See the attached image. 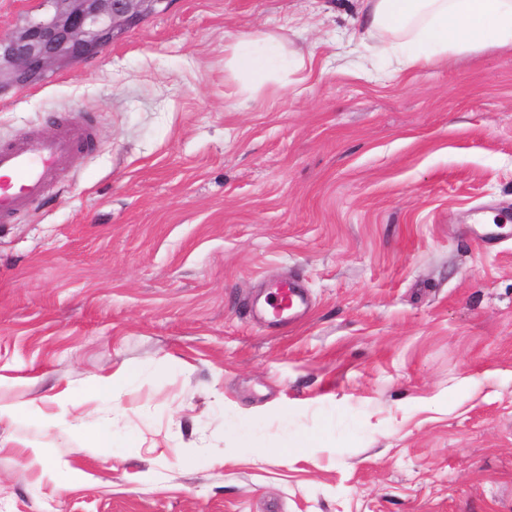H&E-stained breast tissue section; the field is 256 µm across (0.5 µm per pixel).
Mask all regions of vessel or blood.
Instances as JSON below:
<instances>
[{"label": "vessel or blood", "mask_w": 512, "mask_h": 512, "mask_svg": "<svg viewBox=\"0 0 512 512\" xmlns=\"http://www.w3.org/2000/svg\"><path fill=\"white\" fill-rule=\"evenodd\" d=\"M92 145L89 122L65 118L60 119L53 134L28 133L0 144V177L8 180L0 187V222L27 213ZM301 301L296 289L279 288L268 307L273 315L280 316L293 312Z\"/></svg>", "instance_id": "obj_1"}]
</instances>
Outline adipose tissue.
<instances>
[{
  "label": "adipose tissue",
  "instance_id": "adipose-tissue-1",
  "mask_svg": "<svg viewBox=\"0 0 512 512\" xmlns=\"http://www.w3.org/2000/svg\"><path fill=\"white\" fill-rule=\"evenodd\" d=\"M368 29L387 34L402 64L422 69L480 48L512 45V0H363ZM280 35L243 34L224 44V59L250 90L274 81Z\"/></svg>",
  "mask_w": 512,
  "mask_h": 512
}]
</instances>
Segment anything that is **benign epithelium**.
<instances>
[{"label": "benign epithelium", "mask_w": 512, "mask_h": 512, "mask_svg": "<svg viewBox=\"0 0 512 512\" xmlns=\"http://www.w3.org/2000/svg\"><path fill=\"white\" fill-rule=\"evenodd\" d=\"M167 0H43L39 12L0 41V90L39 82L52 67L91 55Z\"/></svg>", "instance_id": "7a95c632"}]
</instances>
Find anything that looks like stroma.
I'll return each instance as SVG.
<instances>
[{
  "label": "stroma",
  "instance_id": "35a3bbf8",
  "mask_svg": "<svg viewBox=\"0 0 512 512\" xmlns=\"http://www.w3.org/2000/svg\"><path fill=\"white\" fill-rule=\"evenodd\" d=\"M253 32L312 74L243 89ZM388 47L362 0H165L0 90V138L96 129L0 224V512H512V49ZM302 303V297L295 288H277L268 303L270 312L274 316L290 314Z\"/></svg>",
  "mask_w": 512,
  "mask_h": 512
}]
</instances>
